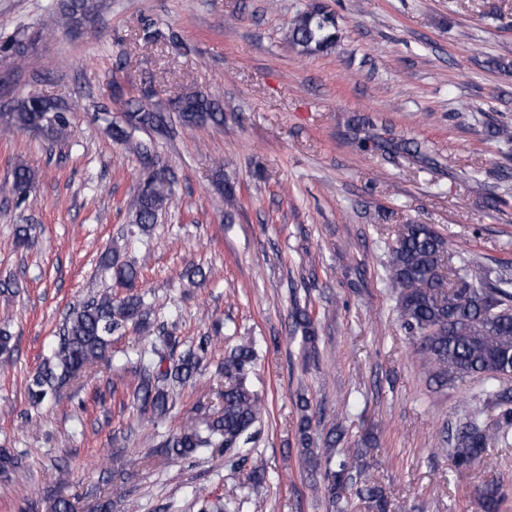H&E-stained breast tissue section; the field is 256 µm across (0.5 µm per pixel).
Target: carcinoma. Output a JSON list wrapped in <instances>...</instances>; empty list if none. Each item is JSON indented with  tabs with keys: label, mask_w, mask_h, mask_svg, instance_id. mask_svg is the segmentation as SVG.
I'll list each match as a JSON object with an SVG mask.
<instances>
[{
	"label": "carcinoma",
	"mask_w": 512,
	"mask_h": 512,
	"mask_svg": "<svg viewBox=\"0 0 512 512\" xmlns=\"http://www.w3.org/2000/svg\"><path fill=\"white\" fill-rule=\"evenodd\" d=\"M99 8L92 0H56L55 4L56 11L72 30L87 26ZM288 40L302 54H329L340 41L336 19L321 5L308 8L289 20ZM31 45L30 40L18 39L1 45L0 52L18 62ZM154 95L149 89L141 91L140 97L127 102L123 122L109 126L112 140L137 156L143 155V149L141 143L131 138V130L162 131L167 127L166 113L150 103ZM173 111L182 125L188 127L224 122L219 104L203 91L180 96ZM40 115L47 117L43 130L47 141L54 144L68 138L71 109L38 94L19 97L9 111L1 112L0 131L22 132L31 128ZM372 139L385 154L406 153L422 161L429 160L427 151L417 141L397 138L388 131L377 133ZM36 178L33 168L17 163L11 193L19 200L25 199ZM172 196V184L146 173L132 204L139 233L151 230ZM387 251L386 286L395 298L400 326L413 340L414 354L428 368L430 379L443 388L450 383L478 378L482 381L481 396L499 409L492 421L484 419L482 411H474L457 432L452 460L458 470L469 471L484 462L490 444L512 447V388L505 387L512 380V280L471 260L455 259L448 252L447 239L430 224L400 225ZM104 260L112 268L114 280L126 288L125 295L114 297L106 290L69 311L59 332L53 360L44 363L27 384L31 402L44 401L105 360L114 332L129 324L137 328L150 326L151 306L136 291L139 268L107 255ZM291 317L294 328L302 333L307 353H317V316L310 309V302H294ZM157 332L160 345H152V354L158 360L146 358L144 352L138 354L134 398L143 410L162 419L171 407L172 387L190 381L197 374L209 346L220 340L221 328H214V335L202 337L177 356L174 355L180 344L177 337L169 334L163 325L157 327ZM256 359L252 339L241 337L219 367L224 374L223 407L205 414L201 422L195 418L186 420L161 441V453L185 459L202 448H220L227 461L237 463L241 449L255 442L259 435L256 424L264 400L246 384ZM299 407L302 454L311 471L321 475L332 512H348V492L367 501L375 512H388V501L381 487L369 482L363 449H336L343 432L333 430L326 438L330 452L319 454L313 449L308 400L299 398ZM20 464L17 454L0 448L1 475H8ZM505 497L499 486L486 489L485 512H500Z\"/></svg>",
	"instance_id": "cac0c4a2"
}]
</instances>
